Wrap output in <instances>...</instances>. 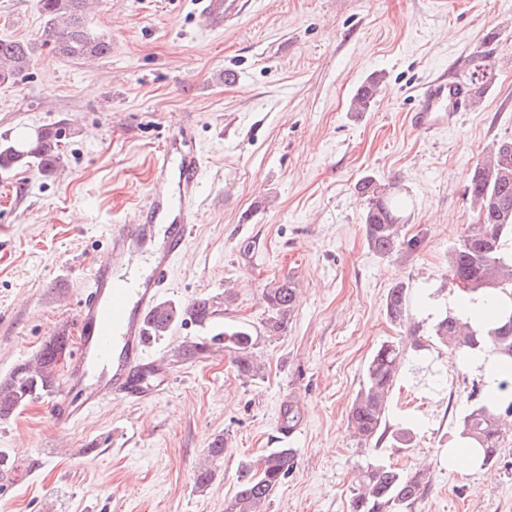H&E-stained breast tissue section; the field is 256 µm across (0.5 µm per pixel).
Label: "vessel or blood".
Instances as JSON below:
<instances>
[{
	"label": "vessel or blood",
	"instance_id": "vessel-or-blood-1",
	"mask_svg": "<svg viewBox=\"0 0 512 512\" xmlns=\"http://www.w3.org/2000/svg\"><path fill=\"white\" fill-rule=\"evenodd\" d=\"M201 30L223 31L236 0H195ZM467 88L439 74L420 89L408 119L433 132L468 111ZM203 154L184 129L173 133L153 164L155 185L135 224L114 225L103 255L92 267L74 319L76 350L64 384L50 404L53 423L65 428L106 401L153 402L166 389L167 373L152 350L147 319L170 285L176 260L185 252L198 209Z\"/></svg>",
	"mask_w": 512,
	"mask_h": 512
}]
</instances>
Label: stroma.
<instances>
[{
  "label": "stroma",
  "instance_id": "35a3bbf8",
  "mask_svg": "<svg viewBox=\"0 0 512 512\" xmlns=\"http://www.w3.org/2000/svg\"><path fill=\"white\" fill-rule=\"evenodd\" d=\"M109 54L71 59L45 44L35 0H0V38L33 43L28 70L0 85V133L66 131L52 174L0 173V377L61 330L100 258L108 229L131 224L153 187L155 154L192 125L204 156L198 219L168 300L222 302L219 320L249 324L257 374L223 348L187 361L186 321L157 343L168 390L137 407L110 402L65 431L50 398L0 421L13 460L0 512H224L240 461L279 447L281 410L296 401L297 461L267 512H350L357 470L379 459L428 480L410 512H512V427L495 465L448 467L478 373L424 340L389 404L409 447L356 437L350 405L374 349L413 347L386 316L400 280L448 297V249L471 223L467 176L492 144L512 140V0H242L224 32L200 31L193 0H98L88 15ZM482 56L491 83L480 107L434 135L413 128L416 91L438 73L463 77ZM373 73L369 112H351ZM389 185L419 250L387 258L366 242L355 185ZM299 288L286 332L267 337L262 290ZM224 460L198 490L194 471L215 437ZM384 76H370L356 91L351 102V112H368L379 95Z\"/></svg>",
  "mask_w": 512,
  "mask_h": 512
}]
</instances>
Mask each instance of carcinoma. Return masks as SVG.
<instances>
[{
	"label": "carcinoma",
	"instance_id": "cac0c4a2",
	"mask_svg": "<svg viewBox=\"0 0 512 512\" xmlns=\"http://www.w3.org/2000/svg\"><path fill=\"white\" fill-rule=\"evenodd\" d=\"M46 20L49 41L64 57L105 56L112 43L89 33L86 13L89 0H36ZM32 44L0 39V84L16 79L31 65ZM469 86L474 103L481 102L489 80L482 78L487 65L472 58L468 61ZM384 76H370L356 91L351 111L367 112L379 95ZM62 132L51 127L0 134V171L35 168L43 174L56 170L62 159ZM367 201L362 215L365 239L376 254L389 257L401 250L416 251L423 238L402 236L396 206L382 185L367 176L357 184ZM474 212L473 221L448 251V283L465 301L483 294L489 299L508 297L505 305L492 306L487 321L471 326L463 311H443L432 325V336L448 347L455 358L491 356L507 370L497 382L498 396L490 399L468 397L459 424L457 441L479 454L480 466L498 461L503 442V424L512 419V141L496 144L471 172L465 188ZM295 284L290 280L272 281L264 289L267 305L264 326L270 337L280 336L288 328L293 311ZM385 311L394 323L413 319L412 285L399 281L389 288ZM217 309L211 298H198L188 304L164 301L161 310L149 318L148 331L154 339L168 335L172 327L186 320L211 331L197 341L178 347L185 360L221 345L233 357L238 371L249 375L260 369L253 352L249 327L239 324L215 325ZM70 349V336L61 331L45 341L32 359L16 366L0 378V420H7L29 403L49 397L58 388L57 363ZM409 355L394 341L382 342L366 366L362 384L350 409L355 434L366 443L379 446L384 441L394 448L410 446L411 431L387 424L390 395ZM224 458V438L217 437L206 450V457L195 470L194 483L203 491L211 484L216 465ZM296 464L294 449L272 448L256 460L239 463L236 493L226 512H266L267 505ZM426 484L425 476L405 474L383 462H370L359 469L356 492L350 512H403L419 500Z\"/></svg>",
	"mask_w": 512,
	"mask_h": 512
}]
</instances>
